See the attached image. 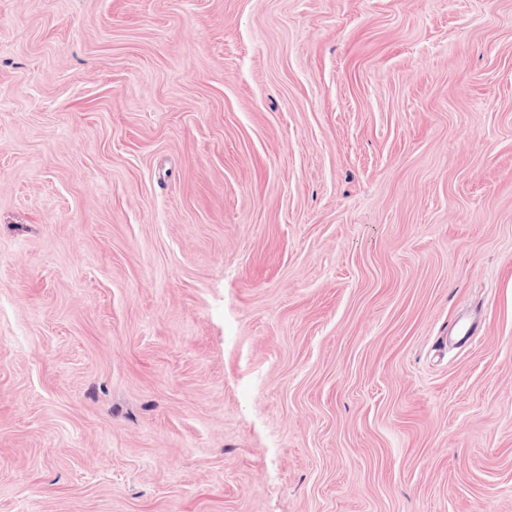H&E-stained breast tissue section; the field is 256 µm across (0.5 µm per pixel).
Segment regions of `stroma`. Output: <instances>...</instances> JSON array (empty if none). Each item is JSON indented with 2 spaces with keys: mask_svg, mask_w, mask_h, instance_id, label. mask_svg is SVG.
I'll list each match as a JSON object with an SVG mask.
<instances>
[{
  "mask_svg": "<svg viewBox=\"0 0 512 512\" xmlns=\"http://www.w3.org/2000/svg\"><path fill=\"white\" fill-rule=\"evenodd\" d=\"M0 512H512V0H0Z\"/></svg>",
  "mask_w": 512,
  "mask_h": 512,
  "instance_id": "1",
  "label": "stroma"
}]
</instances>
